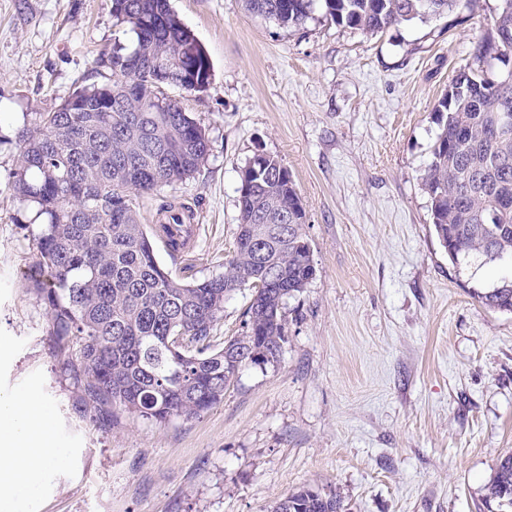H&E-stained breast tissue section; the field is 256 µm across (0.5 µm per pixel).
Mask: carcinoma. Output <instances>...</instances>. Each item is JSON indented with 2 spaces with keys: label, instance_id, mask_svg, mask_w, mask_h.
Listing matches in <instances>:
<instances>
[{
  "label": "carcinoma",
  "instance_id": "cac0c4a2",
  "mask_svg": "<svg viewBox=\"0 0 512 512\" xmlns=\"http://www.w3.org/2000/svg\"><path fill=\"white\" fill-rule=\"evenodd\" d=\"M244 2L250 13L285 29L320 10L338 26L377 34L472 0ZM112 16L132 34L97 61L112 78L70 95L91 107L110 95L112 107L67 112L63 103L35 114L34 125L19 134L12 173L24 206L17 222L37 225L30 290L48 311L52 348L84 410L105 426L125 416L162 425L200 416L223 401L243 369L279 360L288 342L286 301L312 282L316 269L292 176L263 152L240 170L248 192L238 197L235 249L224 272L184 282L159 261L156 242L175 260L185 257L186 241L168 224L142 223L139 199L194 177L210 144L205 127L141 68L159 48L200 63L206 52L170 0H112ZM474 59L478 66L461 70L435 107L438 132L422 186L450 262L499 273L492 286L473 289V297L512 313V0H498L494 36L476 46ZM493 60L503 69L491 75L484 65ZM136 79L141 96L123 97V86ZM241 288L251 290L242 332L215 345L224 303ZM482 501L512 512V454L496 463ZM274 512L343 510L339 494L302 487Z\"/></svg>",
  "mask_w": 512,
  "mask_h": 512
}]
</instances>
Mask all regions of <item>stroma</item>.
<instances>
[{
    "label": "stroma",
    "mask_w": 512,
    "mask_h": 512,
    "mask_svg": "<svg viewBox=\"0 0 512 512\" xmlns=\"http://www.w3.org/2000/svg\"><path fill=\"white\" fill-rule=\"evenodd\" d=\"M204 46L201 93L167 95L204 125L208 160L171 194L200 230L193 268L222 272L235 246L241 168H288L316 276L287 301L277 363L244 369L221 404L165 425L83 414L27 291L35 253L15 218L18 136L36 113L99 82L95 59L126 40L112 0H0V397L46 410L53 455L0 492V512H273L288 492H338L347 512H485L512 453V314L471 288L435 237L421 174L434 109L496 0L370 36L314 13L283 29L242 0H170Z\"/></svg>",
    "instance_id": "obj_1"
}]
</instances>
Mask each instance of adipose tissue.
<instances>
[{
    "instance_id": "ef3b65f1",
    "label": "adipose tissue",
    "mask_w": 512,
    "mask_h": 512,
    "mask_svg": "<svg viewBox=\"0 0 512 512\" xmlns=\"http://www.w3.org/2000/svg\"><path fill=\"white\" fill-rule=\"evenodd\" d=\"M42 413L29 403L0 400V420L8 428L0 433V483L10 484L18 472L37 477L48 459V448L39 434Z\"/></svg>"
}]
</instances>
